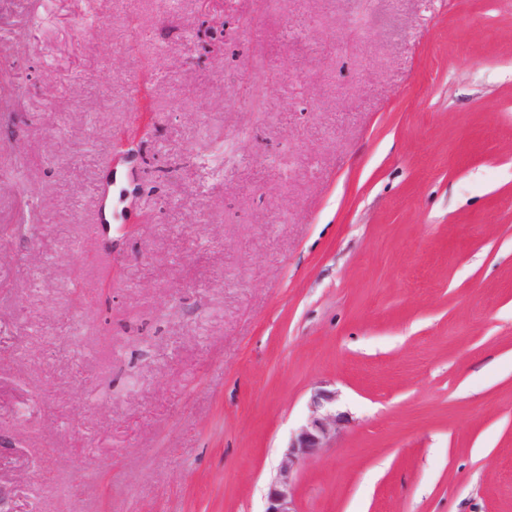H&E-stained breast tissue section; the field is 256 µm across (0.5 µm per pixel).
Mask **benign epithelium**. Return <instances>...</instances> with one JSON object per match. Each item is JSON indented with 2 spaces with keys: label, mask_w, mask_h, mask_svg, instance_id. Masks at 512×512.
Returning a JSON list of instances; mask_svg holds the SVG:
<instances>
[{
  "label": "benign epithelium",
  "mask_w": 512,
  "mask_h": 512,
  "mask_svg": "<svg viewBox=\"0 0 512 512\" xmlns=\"http://www.w3.org/2000/svg\"><path fill=\"white\" fill-rule=\"evenodd\" d=\"M310 414L288 442L267 493L265 512H297L294 471L336 437L345 415L336 412V392L318 389L309 402Z\"/></svg>",
  "instance_id": "7a95c632"
}]
</instances>
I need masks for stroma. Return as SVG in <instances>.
Wrapping results in <instances>:
<instances>
[{"label":"stroma","instance_id":"obj_1","mask_svg":"<svg viewBox=\"0 0 512 512\" xmlns=\"http://www.w3.org/2000/svg\"><path fill=\"white\" fill-rule=\"evenodd\" d=\"M9 512H512V0H9ZM135 153L120 155V141ZM310 414L285 447L271 480L264 512H298L292 479L294 471L336 437L345 415L336 412V391L318 389L309 402Z\"/></svg>","mask_w":512,"mask_h":512}]
</instances>
